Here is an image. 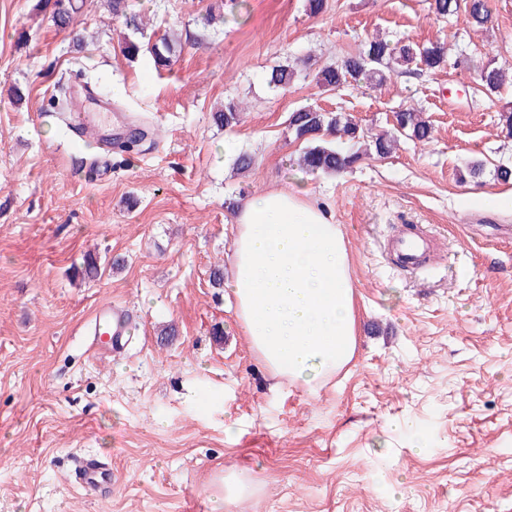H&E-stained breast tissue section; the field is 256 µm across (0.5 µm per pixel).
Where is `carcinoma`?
Segmentation results:
<instances>
[{"instance_id":"cac0c4a2","label":"carcinoma","mask_w":512,"mask_h":512,"mask_svg":"<svg viewBox=\"0 0 512 512\" xmlns=\"http://www.w3.org/2000/svg\"><path fill=\"white\" fill-rule=\"evenodd\" d=\"M112 15L123 18L127 29L138 33L141 30L139 15L133 11L129 0H109ZM431 7L435 15L446 19L465 12L467 23L474 29H483L491 21L489 0H433ZM80 6L76 0H54L52 18L57 27L73 26ZM177 42L165 35L149 47L155 64L171 65ZM447 62L441 44L417 43L407 40L391 42L372 36L363 41L361 47L339 62L325 64L314 71L316 84L325 92L344 86L385 84L398 69L415 65L422 70L436 71ZM296 71L278 65L272 68L269 83L276 87L290 84ZM480 86L493 94L501 88L505 72L490 61L477 72ZM241 106L228 100L214 112L216 125L231 128L239 122ZM289 129L295 139L305 142L298 159V166L305 172L327 176H339L352 170L368 150L380 157L391 153L397 135L418 142L432 138L433 130L422 113L413 108L394 113L393 132L365 141V131L345 112H329L309 106L294 110L289 117Z\"/></svg>"}]
</instances>
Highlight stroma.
<instances>
[{
    "label": "stroma",
    "instance_id": "obj_1",
    "mask_svg": "<svg viewBox=\"0 0 512 512\" xmlns=\"http://www.w3.org/2000/svg\"><path fill=\"white\" fill-rule=\"evenodd\" d=\"M132 3L141 42L177 37L170 67L126 59L105 0H83L79 51L46 0H0V512H214L228 467L255 495L225 512H512V210L486 202L512 192L494 174L512 165L499 125L512 83L491 95L475 71L512 69V0H491L485 31L427 0H326L318 15L306 0ZM373 33L444 43L449 64L376 88L268 82ZM94 83L103 106L88 117L120 142L90 173L98 151L57 101ZM228 99L244 110L225 129L212 114ZM308 105L374 134L412 106L434 135L306 174L288 123ZM242 151L255 159L244 177ZM474 160L483 175L462 179ZM272 187L307 189L348 243L357 353L314 394L275 383L210 279L232 247L226 200ZM407 224L436 236L441 261L397 266L386 246ZM106 302L134 328L119 355L92 346ZM81 456L111 483L85 491Z\"/></svg>",
    "mask_w": 512,
    "mask_h": 512
}]
</instances>
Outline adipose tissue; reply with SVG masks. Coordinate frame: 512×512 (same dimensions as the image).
<instances>
[{
  "mask_svg": "<svg viewBox=\"0 0 512 512\" xmlns=\"http://www.w3.org/2000/svg\"><path fill=\"white\" fill-rule=\"evenodd\" d=\"M233 222L228 290L250 350L273 378L317 392L357 347L345 235L304 191L266 190Z\"/></svg>",
  "mask_w": 512,
  "mask_h": 512,
  "instance_id": "ef3b65f1",
  "label": "adipose tissue"
}]
</instances>
